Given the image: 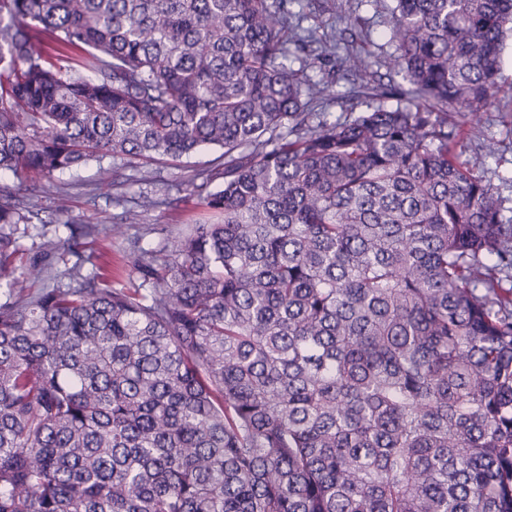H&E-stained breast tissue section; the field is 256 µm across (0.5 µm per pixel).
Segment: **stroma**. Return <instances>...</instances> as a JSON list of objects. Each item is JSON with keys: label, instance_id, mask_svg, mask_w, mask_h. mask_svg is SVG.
<instances>
[{"label": "stroma", "instance_id": "obj_1", "mask_svg": "<svg viewBox=\"0 0 512 512\" xmlns=\"http://www.w3.org/2000/svg\"><path fill=\"white\" fill-rule=\"evenodd\" d=\"M390 5L391 0H335L331 5L326 0H300L292 10L304 13L303 27L319 34L345 30L354 50L383 57L393 50L387 38ZM503 72L508 80L500 93L503 108L480 113L469 123L456 151L461 159L477 160L478 175L496 188L505 215L512 217V37L506 41ZM220 154V149L209 148L178 160L137 161L121 169L120 184L113 188L101 187L103 173L94 160L55 173L53 184L69 192L68 216L58 220L52 195H42L40 219L26 225L18 239L22 259H41L58 272L77 263L87 272L119 266L123 272L113 280V287H138V279L129 271L133 251L160 248L178 229L205 219L190 179L196 170L213 166ZM167 183L182 186L180 192L172 193L170 204L144 211L140 223L123 222L122 207L112 201L114 194H124L133 204L140 193H158ZM73 224L92 225L95 233L81 240L76 253L54 250V243L67 238Z\"/></svg>", "mask_w": 512, "mask_h": 512}]
</instances>
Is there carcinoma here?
<instances>
[{
	"mask_svg": "<svg viewBox=\"0 0 512 512\" xmlns=\"http://www.w3.org/2000/svg\"><path fill=\"white\" fill-rule=\"evenodd\" d=\"M393 2L380 59L290 0H0V512H512V219L456 152L512 0ZM330 60L368 108L314 124ZM203 147L141 287L16 264L35 178Z\"/></svg>",
	"mask_w": 512,
	"mask_h": 512,
	"instance_id": "1",
	"label": "carcinoma"
}]
</instances>
